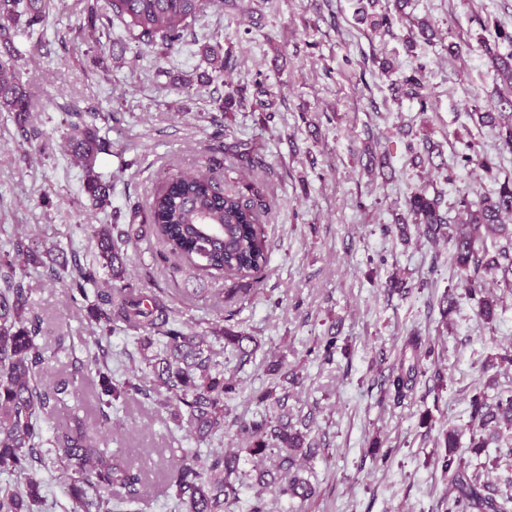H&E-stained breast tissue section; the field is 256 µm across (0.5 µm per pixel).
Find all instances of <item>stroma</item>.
<instances>
[{
  "mask_svg": "<svg viewBox=\"0 0 512 512\" xmlns=\"http://www.w3.org/2000/svg\"><path fill=\"white\" fill-rule=\"evenodd\" d=\"M365 2L212 0L185 40L164 52L132 41L117 20L108 34L91 30L94 0H55L40 34L16 41L22 55L14 65L40 138L24 141L12 113L0 112V256L21 236L35 250L57 246L67 260L90 265L95 228L148 223L150 198L170 173L201 170L262 200L271 261L259 285L178 270L176 258L162 260L163 246L149 231L121 246L129 280L167 297L175 319L195 329L223 307L261 341L255 361L233 375L240 390L226 402L231 416L258 411L270 384L268 352L286 355L299 371L288 404L294 414L314 415L321 447L311 463L318 493L301 512H446L448 428L460 434L469 472L499 487L512 476L496 446H469L471 398L512 388L511 366L495 368L492 387L482 371L487 360L512 353V288L500 271H480L499 301L495 320L485 323L460 283L451 244L405 242L385 228L405 215L414 188L440 194L446 209L460 192L475 200L512 176V153L500 151L495 130L477 120L507 91L482 41L498 28L512 33V0H408L402 21L388 30L363 19ZM420 19L435 28L432 41H412ZM217 43L228 53L220 73L201 54ZM452 43L461 45L459 55L449 54ZM382 60L390 72H381ZM416 70L424 75L420 100L401 90ZM238 86L246 89L244 104L222 111ZM77 112L110 145L99 170L112 183V204L94 212L64 140ZM403 126L439 144L440 167L414 164ZM368 144L385 156L384 171L367 173ZM240 151L251 166L235 161ZM468 154L491 159L494 172L464 165ZM394 275L407 292H387ZM23 285L45 320L42 344L61 332L70 338L44 370L53 381L98 335L93 308L40 266L25 269ZM450 291L456 305L446 315L440 301ZM414 331L429 337L435 353L397 404L384 381ZM331 333L337 346L326 363L314 347ZM102 345L114 379H124L138 356L133 331L115 330ZM93 432L97 447L134 455L148 469L144 512H176L161 488L176 449L204 454L239 445L230 427L196 442L140 394Z\"/></svg>",
  "mask_w": 512,
  "mask_h": 512,
  "instance_id": "1",
  "label": "stroma"
}]
</instances>
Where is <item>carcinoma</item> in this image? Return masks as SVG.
Masks as SVG:
<instances>
[{"instance_id": "obj_1", "label": "carcinoma", "mask_w": 512, "mask_h": 512, "mask_svg": "<svg viewBox=\"0 0 512 512\" xmlns=\"http://www.w3.org/2000/svg\"><path fill=\"white\" fill-rule=\"evenodd\" d=\"M52 0H0V111L15 113V120L26 125L31 112L29 96L20 74L9 59L20 54L15 38L32 35L43 23ZM97 18L111 24L122 21L132 39L145 44H161L170 49L181 43L188 23L203 13L210 0H101ZM512 43V34L499 31L482 44L495 75L512 85V53L498 50L499 41ZM498 112L477 113L478 122L497 129L501 149L512 152V96L499 102ZM419 163L433 164L439 156L437 145L421 139ZM67 145L84 172L83 191L92 207L108 203L112 184L97 171L98 156L105 152L96 127L72 122ZM456 214L441 211L438 196L413 191L406 199L407 213L427 239L453 243V262L459 270L466 294L486 322L496 316L497 301L475 277L479 269H500L503 281L512 288V226L504 219L512 216V180L505 179L491 195L478 201L461 193ZM149 228L165 244L169 254L179 257L185 268L218 273L227 278L259 281L270 264V251L264 225L253 202L236 193L221 190L205 173H176L155 191L149 206ZM143 225L101 224L96 235V263L90 266L68 264L53 259L47 265L52 280H68L71 291L88 298L86 285L96 282L99 271L114 281L110 288L95 292L93 308L104 320L95 348H86V362L51 384L40 373L50 359L39 342L43 319L30 305L16 267L37 262L23 238L13 243L15 262L0 274V472L17 474L21 481L0 487V512H41L45 503L43 481L28 474L37 462L45 469L58 468L69 479V512H140L147 498L148 478L144 467H136L122 455L107 452L93 443L87 419L71 415L54 429L51 448L39 453L42 442L41 418L51 416L66 404L77 384L95 389L101 425L110 421L109 409L130 393L143 391L139 374L150 377L158 407L178 425L203 443L224 434L228 413L225 400L239 391L238 384L225 377L224 364L217 361L214 340H224L238 366L251 362L259 343L250 334L229 324L230 313L207 330L197 331L178 325L174 310L157 295H147L126 281L127 269L120 242H127L142 231ZM483 233L505 239V245L487 258L475 248V235ZM121 323L141 331L137 337L140 366L122 381L112 379V369L96 350L112 333L111 324ZM411 362L399 365L386 379V393L399 402L412 390L422 363L434 355L431 345L413 334L405 339ZM270 387L258 403L264 411L252 418L233 422L236 435L247 442L251 457L250 474L240 468L241 452L229 450L205 456L185 455L164 476L168 496L179 512H233L238 500L240 479L247 475L256 487L248 512H269L265 492L295 504L317 494L313 472L305 462L318 456L320 448L310 437V424L299 420L288 406V383H297L298 374L288 375L283 359L270 361ZM472 421L484 431L491 424L512 427V390L501 391L489 403L483 396L471 400ZM459 434L450 429L441 467L452 472V495L446 512H512V477L504 488H490L476 475L468 474L463 458L457 455Z\"/></svg>"}]
</instances>
